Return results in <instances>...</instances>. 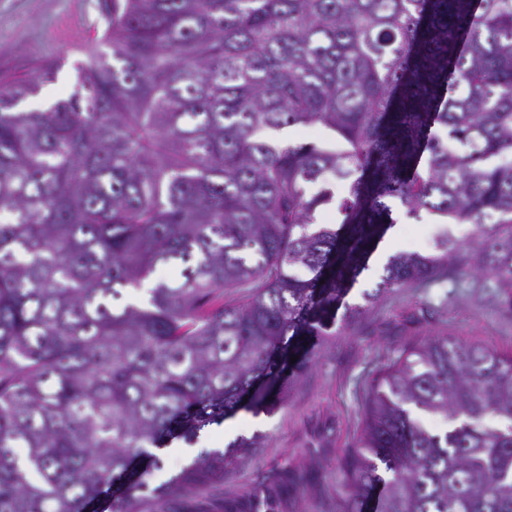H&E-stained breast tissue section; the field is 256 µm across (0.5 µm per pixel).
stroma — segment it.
<instances>
[{
    "label": "stroma",
    "mask_w": 512,
    "mask_h": 512,
    "mask_svg": "<svg viewBox=\"0 0 512 512\" xmlns=\"http://www.w3.org/2000/svg\"><path fill=\"white\" fill-rule=\"evenodd\" d=\"M105 3L0 0V80L25 79L42 66L56 70L55 80L21 101V108L68 96L76 64L102 36ZM389 206L397 226L392 252L432 254L442 217L426 211L411 216L396 199ZM433 336L512 354V303L501 289L453 266L443 276L381 298L346 333L322 345L286 404L239 429L237 435L258 437L259 445L225 468L203 504L205 512H246L243 494L255 488L269 496L275 512H335L340 473L355 450L377 376L403 350ZM232 438L216 425L195 443L173 441L160 455L155 484L167 482L202 451L225 449Z\"/></svg>",
    "instance_id": "obj_1"
}]
</instances>
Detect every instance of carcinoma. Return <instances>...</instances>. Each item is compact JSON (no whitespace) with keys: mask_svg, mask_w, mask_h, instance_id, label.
<instances>
[{"mask_svg":"<svg viewBox=\"0 0 512 512\" xmlns=\"http://www.w3.org/2000/svg\"><path fill=\"white\" fill-rule=\"evenodd\" d=\"M106 21L67 97L17 109L51 69L0 91V512L200 496L256 440L166 487L148 449L280 407L336 327L449 265L512 291V0H112ZM298 125L330 143L258 137ZM328 172L339 224L316 223ZM390 198L472 241L389 257L352 305ZM343 480L336 512H512V356L403 352Z\"/></svg>","mask_w":512,"mask_h":512,"instance_id":"obj_1","label":"carcinoma"}]
</instances>
